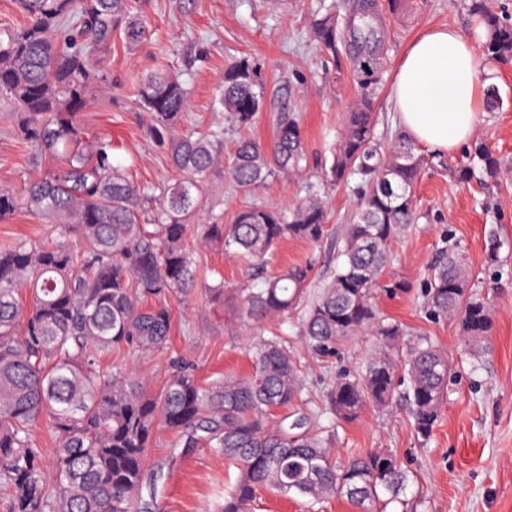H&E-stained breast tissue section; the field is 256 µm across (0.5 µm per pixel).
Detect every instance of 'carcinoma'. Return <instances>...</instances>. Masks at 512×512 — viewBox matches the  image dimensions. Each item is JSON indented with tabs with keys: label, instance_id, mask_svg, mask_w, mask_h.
I'll return each instance as SVG.
<instances>
[{
	"label": "carcinoma",
	"instance_id": "carcinoma-1",
	"mask_svg": "<svg viewBox=\"0 0 512 512\" xmlns=\"http://www.w3.org/2000/svg\"><path fill=\"white\" fill-rule=\"evenodd\" d=\"M27 26L0 31V95L11 101L23 139L57 168L19 192L0 191V220L18 210L61 227L52 245L19 240L0 252V487L9 512H135L151 442L161 429L221 453L237 469L220 512H252L264 491L308 499L344 497L357 512H390L410 476L390 454L370 452L339 462L330 448L324 416L351 422L370 406L405 401L417 436L432 433L448 395L454 367L429 338L397 361L405 331L375 305L390 246L415 221L414 193L424 156L401 134L388 147L375 126V69L384 34L361 13L353 40L369 49L353 62L361 94L346 113L327 176L333 183L360 180L362 193L346 225L340 262L305 307L303 332L323 354L360 332L377 341L361 370H341L319 406L304 397L301 365L277 336L257 352L254 373L201 385L180 367L152 391L143 376L101 357L123 349L167 348L173 327L164 298L187 293L198 275L187 233L205 207L220 139L182 128L191 88L181 75L158 69L138 79V107L151 119L154 142L178 177L164 185L148 215L145 189L112 162V140L83 136L79 115L96 90L111 82L104 55L119 35L132 51L150 36L147 19L131 0H20ZM484 29L488 58L512 62V23L470 0ZM317 49L339 54L343 35L336 4L319 0L311 22ZM266 86L242 57L224 68L215 108L233 127H247L262 111ZM472 154L486 177L500 160L485 143ZM307 154L298 118L278 115L274 144L242 140L227 173L251 189L278 174L301 176ZM325 201L309 197L288 209L253 204L230 225L201 226L206 245L224 247L262 267L288 239L320 246L327 239ZM78 237L82 255L68 238ZM311 267L264 276L252 288H206L215 299L231 293L240 315L267 319L296 311L309 287ZM425 305L434 318L451 320L460 341L484 348L492 328L488 303L472 291L466 256L444 246L430 269ZM293 405V419L273 410ZM55 435V469L47 477L42 449L32 435L41 419Z\"/></svg>",
	"mask_w": 512,
	"mask_h": 512
}]
</instances>
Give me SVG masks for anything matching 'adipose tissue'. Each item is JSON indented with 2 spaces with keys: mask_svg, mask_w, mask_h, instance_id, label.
<instances>
[{
  "mask_svg": "<svg viewBox=\"0 0 512 512\" xmlns=\"http://www.w3.org/2000/svg\"><path fill=\"white\" fill-rule=\"evenodd\" d=\"M492 80L469 37L448 26L424 31L402 57L394 83L406 135L435 151L455 152L473 138Z\"/></svg>",
  "mask_w": 512,
  "mask_h": 512,
  "instance_id": "adipose-tissue-1",
  "label": "adipose tissue"
}]
</instances>
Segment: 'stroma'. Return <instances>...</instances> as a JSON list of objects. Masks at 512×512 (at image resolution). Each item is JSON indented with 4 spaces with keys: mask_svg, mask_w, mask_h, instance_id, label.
I'll use <instances>...</instances> for the list:
<instances>
[{
    "mask_svg": "<svg viewBox=\"0 0 512 512\" xmlns=\"http://www.w3.org/2000/svg\"><path fill=\"white\" fill-rule=\"evenodd\" d=\"M311 3L133 0L147 18L151 36L131 52L121 40H114L112 82L81 112L79 122L87 138L111 139L114 163L124 167L136 185L158 192L176 173L154 143L147 115L134 104L135 81L163 66L181 74L191 87L189 128L219 134L222 140L199 223L229 224L244 205L290 207L310 193H321L328 209L327 243L316 248L299 240L282 242L265 268L271 274L288 265L312 264L311 286L317 289L336 267V247L359 202L357 182L334 188L319 179L359 85L351 69V44H343L336 58L315 49L310 40ZM376 3L388 27L375 101L378 136L386 145L401 130L390 90L398 61L412 39L429 27L452 26L478 41L482 30L465 0H403L395 13L388 0ZM243 56L260 68L267 101L254 126L240 130L225 124L213 101L225 65ZM493 70V85L504 104L499 111L480 112L475 136L486 140L502 159L501 175L492 181L478 173L471 181L457 182L452 171L465 162L464 150L442 155L417 146L426 164L415 188L416 222L392 243V256L382 273L383 281L395 283V290L377 297L379 310L406 328L404 346L427 336L452 357L455 373L441 418L424 441L414 433L401 402L386 409L368 408L350 423L328 422L337 457L370 450H386L397 457L411 478L404 497L413 503V512H512V64L497 63ZM283 111L300 120L309 173L274 176L252 191L238 188L226 173L237 141L252 138L271 144L274 119ZM50 166V160L40 158L18 135L15 115L0 99V190L16 189ZM447 234L468 258L475 292L493 309L489 349L480 354L466 351L457 326L431 318L424 304V283ZM493 234L500 247L492 261L488 239ZM56 237V225L24 211L0 220V249L20 239L49 244ZM189 243L202 284L169 298L174 312L169 352L127 356L153 390H160L170 373V352L186 357L199 379L208 383L250 373L256 347L280 335L302 354L306 384L319 401L339 370L361 368L373 352V337L362 333L338 346L335 356L322 357L308 351L298 316L265 321L233 315L213 303L204 286L218 274L225 287L246 285L252 273L249 262L226 256L194 235ZM233 477L234 470L222 455L185 446L177 434L162 431L148 454L139 507L141 512H215Z\"/></svg>",
    "mask_w": 512,
    "mask_h": 512,
    "instance_id": "35a3bbf8",
    "label": "stroma"
}]
</instances>
